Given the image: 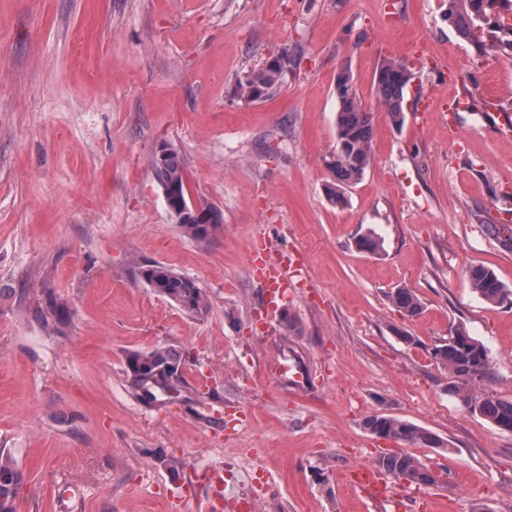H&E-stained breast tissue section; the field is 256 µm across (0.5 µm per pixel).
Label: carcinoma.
Segmentation results:
<instances>
[{
    "mask_svg": "<svg viewBox=\"0 0 512 512\" xmlns=\"http://www.w3.org/2000/svg\"><path fill=\"white\" fill-rule=\"evenodd\" d=\"M446 17L457 36L473 45L481 54L498 52L512 56V0H448ZM288 69V56L280 54L261 65L245 71L237 79L235 94L246 101H259L282 85ZM412 80V73L403 63H381L374 75L376 96L394 122L402 120L404 90ZM339 103L336 122V154L328 162L334 182L326 187L330 201H346L344 187L362 178L371 159L372 113L365 109L353 87V77L343 69L336 80ZM155 174L163 191L179 192L187 196L185 174L177 153L166 147L162 158L154 160ZM201 217L194 215L184 220L180 228L197 241L211 239L222 224L220 211L205 200L199 201ZM489 231L504 248L512 251V225L490 224ZM147 283L158 293L173 301L188 313L199 314L206 309L202 289L198 284L173 269L155 263L142 271ZM474 291L484 300L512 304V290L504 287L494 271L476 266L469 270ZM393 303L406 315L420 311V302L408 288H398L391 295ZM434 358L451 372L458 383L450 390L463 393V399L474 414L488 419L501 430L512 432V400L506 401L492 393L480 392L479 385L490 375V360L486 348L466 331L458 329L448 342L435 347ZM180 356L166 348L133 352L127 358V378L133 395L148 405H165L182 398L180 379L156 373L158 369L180 368ZM363 426L371 434L392 438L410 445L437 447L440 441L430 432L413 423L387 415H372ZM381 473L411 484L431 486L437 476L416 458L399 453H383L375 459ZM26 484L23 470L9 455L0 451V512H17V504Z\"/></svg>",
    "mask_w": 512,
    "mask_h": 512,
    "instance_id": "1",
    "label": "carcinoma"
}]
</instances>
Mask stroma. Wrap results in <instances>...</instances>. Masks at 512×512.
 I'll list each match as a JSON object with an SVG mask.
<instances>
[{"label": "stroma", "instance_id": "35a3bbf8", "mask_svg": "<svg viewBox=\"0 0 512 512\" xmlns=\"http://www.w3.org/2000/svg\"><path fill=\"white\" fill-rule=\"evenodd\" d=\"M447 0H0V450L24 471L18 512H202L195 478L254 512H512V432L452 392L435 346L464 329L487 349L482 388L512 400V304L471 287L484 266L512 289V251L488 225L512 211V130L496 112H429L451 94L512 105V57L478 54ZM415 41L436 64L418 62ZM292 57L281 88L249 102L237 77ZM414 77L394 123L381 62ZM350 69L372 116L371 162L329 201L336 76ZM190 198L223 224L196 241L171 219L159 144ZM374 231L378 252L358 238ZM290 261L276 308L249 248ZM202 288L189 314L143 267ZM411 289L405 315L392 290ZM182 355L191 399L132 394L130 353ZM384 414L437 436H373ZM408 450L439 477L364 495L352 471ZM165 153L159 160H154L155 174L163 193L172 189L178 190L181 199H187L185 174L177 153L167 144ZM203 481L215 492L213 501H205L203 508L206 512H222L224 510V479L223 469L214 468L203 476Z\"/></svg>", "mask_w": 512, "mask_h": 512}]
</instances>
